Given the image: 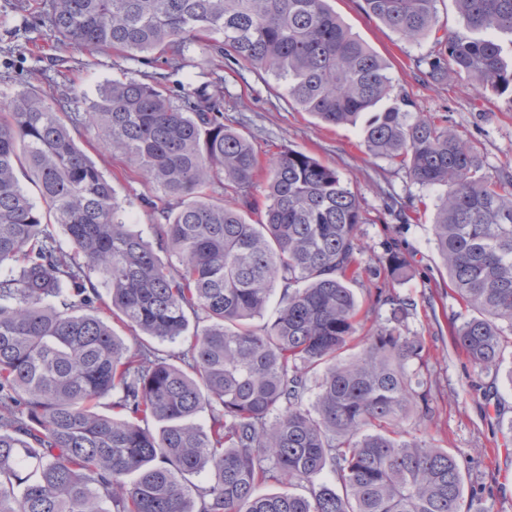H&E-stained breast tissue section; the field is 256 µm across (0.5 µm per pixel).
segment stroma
I'll use <instances>...</instances> for the list:
<instances>
[{"label": "stroma", "mask_w": 512, "mask_h": 512, "mask_svg": "<svg viewBox=\"0 0 512 512\" xmlns=\"http://www.w3.org/2000/svg\"><path fill=\"white\" fill-rule=\"evenodd\" d=\"M25 3L0 0V99L34 91L51 103L70 99L72 110L81 112L102 85L116 78L163 77L175 88L200 84L212 70L196 45L188 53L189 66L176 73L117 54L56 50L47 29L35 24ZM329 4L387 62L393 94L408 95L415 111L447 120L468 140L483 174L493 177L504 169L512 171L511 98L482 96L453 74L444 82H433L415 66L435 51L433 37L403 42L382 22L367 17L357 0H329ZM220 74L224 115L261 158H273L289 148L309 153L335 167L359 197L366 217L358 230L361 259L368 271L353 292L364 325L386 326L389 308L376 301L377 289H386L410 301L403 331L424 337L430 348L423 381L435 413L429 418L411 414L402 425L412 435L435 439L455 452L465 488L477 492L485 512H512V434L507 431L512 423V360L477 376L454 346L451 328L467 311L448 286L431 231L434 206L444 187L418 184L405 170L368 154L359 146L361 125L328 127L301 111L270 72L246 65L223 67ZM75 138L111 181L135 230L152 238L154 215L149 203L155 190L137 180L122 157L104 152L94 130L80 129ZM396 203L416 209V217L406 224L399 222L388 211ZM391 246L404 252L411 264L409 278L400 283L375 274Z\"/></svg>", "instance_id": "obj_1"}]
</instances>
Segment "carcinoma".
<instances>
[{"instance_id": "obj_1", "label": "carcinoma", "mask_w": 512, "mask_h": 512, "mask_svg": "<svg viewBox=\"0 0 512 512\" xmlns=\"http://www.w3.org/2000/svg\"><path fill=\"white\" fill-rule=\"evenodd\" d=\"M437 2L359 8L404 42L435 35L438 51L417 62L430 79L451 69L482 95L512 94L497 40L512 35V0H454L464 32L451 34L440 33ZM30 15L59 49L179 71L197 43L271 72L330 126L369 113L368 153L448 187L432 236L469 311L452 327L455 346L479 372L505 361L512 194L499 188L512 173L478 175L457 131L391 97L388 64L328 0H41ZM221 84L216 72L176 92L114 79L84 112L28 92L0 101V512H474L452 450L401 430L411 412L432 413L424 341L397 327L410 303L378 295L394 326L352 352L363 329L349 287L362 274L358 196L301 151L263 165L224 124ZM80 127L157 190L164 223L151 228L173 261L131 229L75 140ZM260 209L264 222L250 223ZM385 269L400 282L410 263L392 250ZM277 284L274 320L254 327ZM188 333L167 355L148 343ZM266 484L284 490L257 493Z\"/></svg>"}]
</instances>
